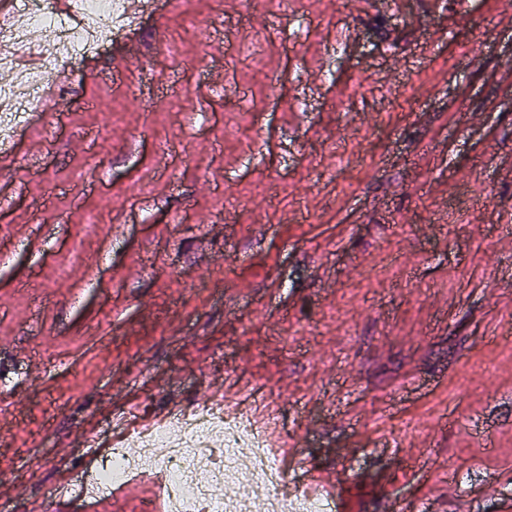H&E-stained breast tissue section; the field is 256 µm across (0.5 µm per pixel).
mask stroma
I'll list each match as a JSON object with an SVG mask.
<instances>
[{
	"label": "stroma",
	"instance_id": "stroma-1",
	"mask_svg": "<svg viewBox=\"0 0 512 512\" xmlns=\"http://www.w3.org/2000/svg\"><path fill=\"white\" fill-rule=\"evenodd\" d=\"M140 12L0 159V512L218 391L341 512H512V0ZM303 472V480L297 490L303 493H310L324 487L330 496L334 495L335 486L329 485V482L324 477L323 473L315 466H307L303 469Z\"/></svg>",
	"mask_w": 512,
	"mask_h": 512
}]
</instances>
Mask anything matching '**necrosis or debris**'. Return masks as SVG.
I'll return each instance as SVG.
<instances>
[{"label": "necrosis or debris", "mask_w": 512, "mask_h": 512, "mask_svg": "<svg viewBox=\"0 0 512 512\" xmlns=\"http://www.w3.org/2000/svg\"><path fill=\"white\" fill-rule=\"evenodd\" d=\"M127 0H72L59 12L54 0H14L0 22V139L15 136L42 111L50 66L80 59L132 29ZM159 472L163 512H331L322 497L287 491L285 470L266 440L245 419L206 402L176 412L162 424L130 433L95 475L105 494L135 475ZM248 494H239V487Z\"/></svg>", "instance_id": "necrosis-or-debris-1"}]
</instances>
